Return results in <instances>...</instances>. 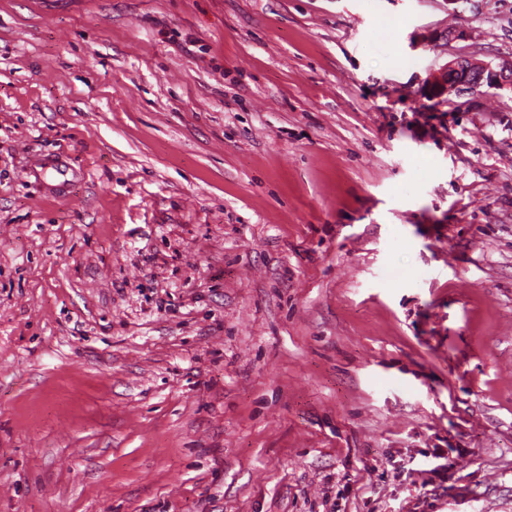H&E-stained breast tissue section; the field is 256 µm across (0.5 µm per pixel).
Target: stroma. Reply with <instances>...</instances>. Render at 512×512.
I'll use <instances>...</instances> for the list:
<instances>
[{"mask_svg": "<svg viewBox=\"0 0 512 512\" xmlns=\"http://www.w3.org/2000/svg\"><path fill=\"white\" fill-rule=\"evenodd\" d=\"M457 57L512 0H0V512H512V90ZM431 88L438 95H459L463 90L475 92L479 88L512 90V59L498 64L476 66L467 58H456L446 65L444 71L433 74Z\"/></svg>", "mask_w": 512, "mask_h": 512, "instance_id": "obj_1", "label": "stroma"}]
</instances>
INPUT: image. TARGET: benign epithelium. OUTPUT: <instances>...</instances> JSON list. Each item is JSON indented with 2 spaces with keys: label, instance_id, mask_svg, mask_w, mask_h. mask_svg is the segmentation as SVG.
Listing matches in <instances>:
<instances>
[{
  "label": "benign epithelium",
  "instance_id": "1",
  "mask_svg": "<svg viewBox=\"0 0 512 512\" xmlns=\"http://www.w3.org/2000/svg\"><path fill=\"white\" fill-rule=\"evenodd\" d=\"M512 89V59L495 67L477 66L467 58H456L444 71L431 77V88L439 95H458L463 91L475 92L479 88Z\"/></svg>",
  "mask_w": 512,
  "mask_h": 512
}]
</instances>
